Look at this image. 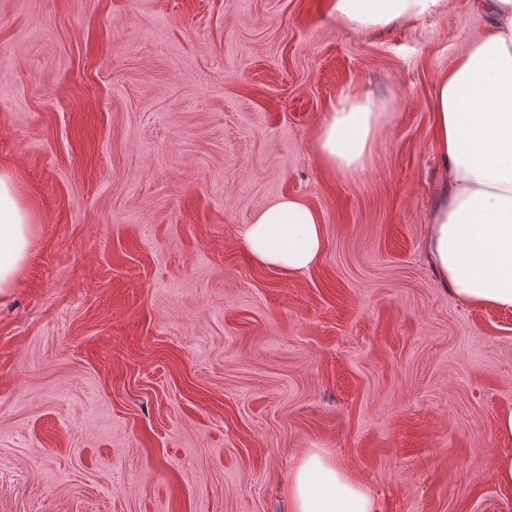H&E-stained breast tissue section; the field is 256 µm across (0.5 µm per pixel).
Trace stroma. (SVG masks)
<instances>
[{
    "label": "stroma",
    "instance_id": "35a3bbf8",
    "mask_svg": "<svg viewBox=\"0 0 512 512\" xmlns=\"http://www.w3.org/2000/svg\"><path fill=\"white\" fill-rule=\"evenodd\" d=\"M331 2L0 0V166L37 208L0 290V512H290L305 448L379 512H512V311L423 248L434 82L489 19ZM350 91L394 114L354 179L316 155ZM284 195L322 216L303 275L240 235ZM444 0H333L332 12L359 31L387 28L398 20L421 19L438 13Z\"/></svg>",
    "mask_w": 512,
    "mask_h": 512
}]
</instances>
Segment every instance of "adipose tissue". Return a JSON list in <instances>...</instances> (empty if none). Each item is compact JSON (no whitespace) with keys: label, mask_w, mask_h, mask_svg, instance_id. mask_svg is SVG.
<instances>
[{"label":"adipose tissue","mask_w":512,"mask_h":512,"mask_svg":"<svg viewBox=\"0 0 512 512\" xmlns=\"http://www.w3.org/2000/svg\"><path fill=\"white\" fill-rule=\"evenodd\" d=\"M444 0H332L359 31L442 10ZM491 26L434 88L437 145L448 180L428 216L425 247L442 284L462 302L512 311V0H480ZM392 115L370 95H345L327 112L318 156L356 177ZM36 210L21 177L0 167V289L12 287L35 242ZM251 258L300 275L324 246L320 213L297 196L269 203L243 225ZM292 512H379L373 490L321 448L308 449L288 484Z\"/></svg>","instance_id":"adipose-tissue-1"}]
</instances>
